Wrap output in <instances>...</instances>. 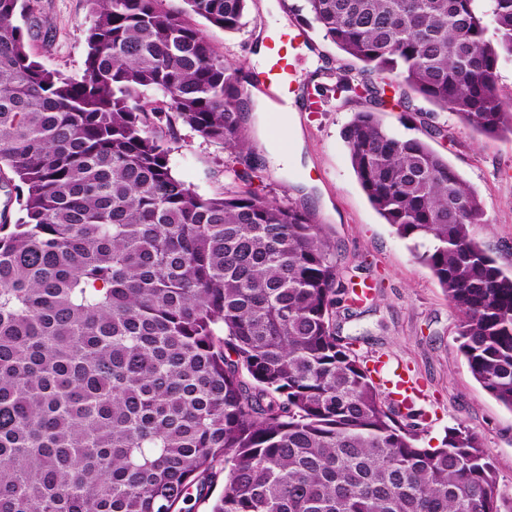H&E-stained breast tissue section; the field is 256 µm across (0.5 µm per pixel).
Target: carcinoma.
<instances>
[{
  "mask_svg": "<svg viewBox=\"0 0 512 512\" xmlns=\"http://www.w3.org/2000/svg\"><path fill=\"white\" fill-rule=\"evenodd\" d=\"M81 79L36 60L30 0H0V512H512L480 439L418 445L336 306L358 304L324 225L246 189L176 177V128L242 154L238 68L162 0H88ZM248 0H185L226 33ZM303 0L361 63L335 92L395 88L477 133L512 130L498 95L512 0ZM493 31L494 38L488 37ZM370 203L460 314V352L512 409V272L471 232L483 204L426 141L372 109L343 132Z\"/></svg>",
  "mask_w": 512,
  "mask_h": 512,
  "instance_id": "cac0c4a2",
  "label": "carcinoma"
}]
</instances>
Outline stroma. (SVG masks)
Instances as JSON below:
<instances>
[{"instance_id": "1", "label": "stroma", "mask_w": 512, "mask_h": 512, "mask_svg": "<svg viewBox=\"0 0 512 512\" xmlns=\"http://www.w3.org/2000/svg\"><path fill=\"white\" fill-rule=\"evenodd\" d=\"M292 9L271 11L265 0H248L244 26L224 33L200 16L187 21L204 30L214 49L242 68L247 110L243 126L250 154L237 157L217 144L180 128L172 145L173 172L201 195L246 188L306 209L324 225L336 247L341 275L356 274L374 287L369 301L336 308V329L351 337L365 361L388 357L402 362L419 393L412 402L424 416V444L438 445L449 428L463 426L482 442L501 488L512 492V410L473 378L459 351L460 315L428 267L415 259L408 240L400 238L368 201L350 163L342 130L365 100L333 93L332 70L357 68L319 31L305 29L294 79L300 90L296 129L283 135L272 124L273 107L257 86L264 63L252 58L254 44L281 26H298ZM36 27L30 50L48 68L78 79L84 70L85 30L91 21L88 0H31ZM429 124L445 136L431 146L477 190L484 206L475 238L504 270H512V133L485 137L454 112L433 109ZM248 172L249 181L236 179Z\"/></svg>"}]
</instances>
